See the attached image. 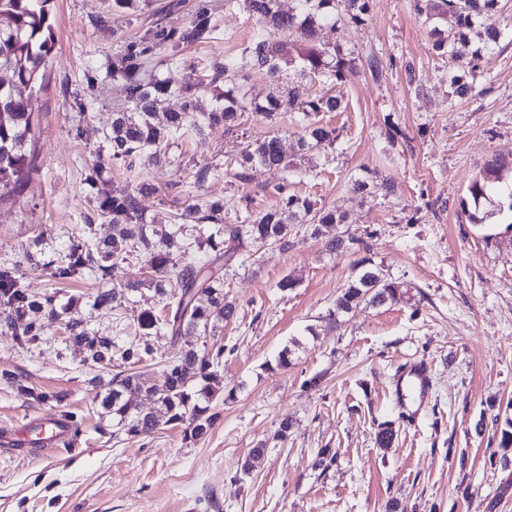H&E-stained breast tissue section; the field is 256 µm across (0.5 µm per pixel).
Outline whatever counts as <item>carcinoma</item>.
I'll list each match as a JSON object with an SVG mask.
<instances>
[{
  "label": "carcinoma",
  "instance_id": "obj_1",
  "mask_svg": "<svg viewBox=\"0 0 512 512\" xmlns=\"http://www.w3.org/2000/svg\"><path fill=\"white\" fill-rule=\"evenodd\" d=\"M52 0H0V200L16 194L32 167L27 149L33 135L34 119L29 96L45 68L54 47V27L50 11ZM499 0H411L410 7L428 21H442L447 34L439 36L433 48L448 58L460 74L451 77L455 93L465 95L469 85L465 74L476 69L478 54L466 58L458 44L468 32L482 27L483 48L499 43L503 30L493 17ZM246 10L255 18L256 29L248 44L238 54L213 57L200 68L187 65L190 73L180 83L157 72L152 51L165 54L171 64L184 63L182 52L188 46H202L213 41L217 22L210 4L202 0L187 19L176 25L162 22L145 30L140 40L125 47L105 62V76L123 81L126 107L113 113L111 133L106 142L112 161L136 172L137 162L156 159L175 140L189 132L206 128L240 125L242 112L248 110L274 125L297 121V115L334 112L341 100L332 90L343 85L353 70V60L344 57L334 42L318 39L319 31L344 18L362 23L369 13V0H295L284 11L279 0H244ZM291 68L288 93L260 97L246 90L240 80L245 72L264 70L277 78L283 67ZM319 79L325 89L320 95L301 97L300 87L308 77ZM214 91L213 104L203 111L200 95ZM170 98L180 100L179 110L166 113V122H154L159 106ZM336 129L312 120L305 124L301 149L334 143ZM253 166L286 168L279 132L272 131L256 140L245 155ZM506 161L493 158L468 185V197L479 210L485 204L512 212V182H503ZM278 200L272 207L248 218L246 224H227L225 211L231 204L224 200H204L188 206L177 218L185 224H199L198 234L206 236L208 250L202 257L188 256L191 244L178 231L149 220L141 208L138 192L121 190L99 202L102 216L109 219L114 234L112 244L90 245L73 242L53 266L56 278H72L87 272L105 279L124 270L126 247L133 246L144 256L139 276L128 282L130 290L144 286L165 293L166 282L174 278L180 289L167 303L165 316L143 310L137 325L143 336L168 335L184 341L179 355L165 368L160 387L140 376L120 371L112 377V389L104 397L102 408L112 420L115 434L127 438L149 437L159 429L158 417L141 409L146 394L156 398L164 410L166 422L183 426L184 436L202 438L214 424V412L220 385L218 369L224 364V345H198L191 336H205L216 323L237 316V306L224 297V283L211 271L219 261L229 262L235 248L248 243L256 249L277 245L290 246L289 224H310L313 233L345 222V216L317 207L307 196L290 194L286 185L273 188ZM353 279L336 298V313L347 312L362 303L381 305L402 295L404 285L383 276L368 258L354 263ZM0 305L11 310L5 321L12 337L21 346L42 339L43 316H67L72 338L82 344L95 362L111 363L110 336H91L83 321L70 315V306L56 304V293L34 298L26 293L16 268L0 266Z\"/></svg>",
  "mask_w": 512,
  "mask_h": 512
}]
</instances>
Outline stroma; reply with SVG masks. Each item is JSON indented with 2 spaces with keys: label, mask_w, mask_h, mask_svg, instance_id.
<instances>
[{
  "label": "stroma",
  "mask_w": 512,
  "mask_h": 512,
  "mask_svg": "<svg viewBox=\"0 0 512 512\" xmlns=\"http://www.w3.org/2000/svg\"><path fill=\"white\" fill-rule=\"evenodd\" d=\"M169 2L152 0L129 15L110 0H53L46 86L30 99L35 166L19 193L0 202V265L16 267L30 295L52 292L72 303L90 334L122 349L150 346L133 370L157 385L179 347L167 336H141L135 318L145 309L164 313L177 282L163 296L129 291L126 280L144 260L137 252L124 273L105 279L56 278L48 263L73 240L111 239L98 203L136 186L106 148L112 114L125 104L123 84L104 81L82 110L71 92L164 17ZM212 4L216 37L186 48L185 60L236 51L253 34L243 0ZM432 28L409 0H370L363 24L324 30L356 68L340 88L341 109L320 115L336 143L305 153L299 128L282 130L303 179L243 166L242 151L271 129L249 112L240 131L214 128L176 141L160 164L143 163L152 189L139 200L155 223L173 224L205 199L232 198L238 206L225 221L239 224L274 205L273 187L284 182L289 193L346 213L334 233L357 239L351 251H332L330 235L298 224L289 249L246 245L230 265H215L238 309L214 337L226 348L220 378L233 396L217 400L219 417L203 439L165 424L145 439L115 436L101 402L122 364L92 361L64 321L47 320L42 340L25 348L0 321V426L63 411L80 424L72 446L0 454V512H512V465L501 463L512 448L499 446L512 421V216L476 224L466 205L467 186L487 161L512 159V30L467 74L471 91L460 99L447 59L433 50ZM203 166L210 176L199 190ZM379 178L394 182L392 194L375 190ZM362 181L367 191H359ZM365 257L407 292L330 322ZM285 278L294 286L283 292ZM103 290L118 293L120 306H95ZM415 361L427 364L431 389L426 409L407 422L394 381ZM40 393L46 401H37ZM284 421L291 428L282 442ZM385 422L397 438L380 448L374 436ZM261 441L263 457L243 473Z\"/></svg>",
  "instance_id": "obj_1"
}]
</instances>
